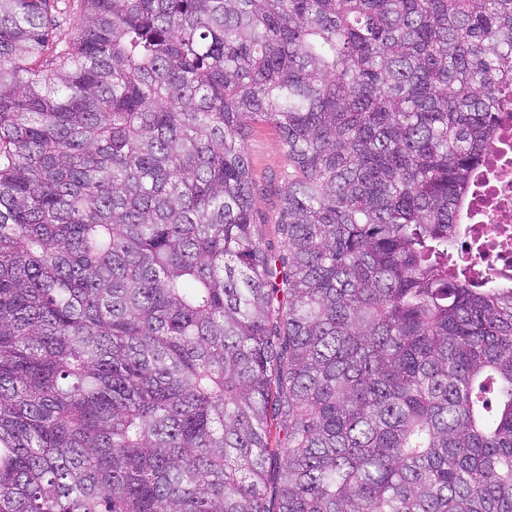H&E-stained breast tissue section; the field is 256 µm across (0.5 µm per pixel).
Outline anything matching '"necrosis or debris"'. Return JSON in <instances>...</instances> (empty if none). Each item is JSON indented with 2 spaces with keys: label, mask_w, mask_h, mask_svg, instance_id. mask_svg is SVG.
<instances>
[{
  "label": "necrosis or debris",
  "mask_w": 512,
  "mask_h": 512,
  "mask_svg": "<svg viewBox=\"0 0 512 512\" xmlns=\"http://www.w3.org/2000/svg\"><path fill=\"white\" fill-rule=\"evenodd\" d=\"M497 144L473 173L457 217L455 259L474 285L512 287V88L496 106Z\"/></svg>",
  "instance_id": "4bbe7bcc"
}]
</instances>
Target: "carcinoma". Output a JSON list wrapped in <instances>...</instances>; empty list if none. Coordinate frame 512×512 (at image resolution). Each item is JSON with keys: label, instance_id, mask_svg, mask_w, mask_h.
Here are the masks:
<instances>
[{"label": "carcinoma", "instance_id": "1", "mask_svg": "<svg viewBox=\"0 0 512 512\" xmlns=\"http://www.w3.org/2000/svg\"><path fill=\"white\" fill-rule=\"evenodd\" d=\"M54 2L0 0V512H512V288L450 267L512 0H80L49 57ZM246 151L256 183L255 201L264 240L273 251H280L279 193L288 174V159L281 136L272 125H257L247 139Z\"/></svg>", "mask_w": 512, "mask_h": 512}]
</instances>
